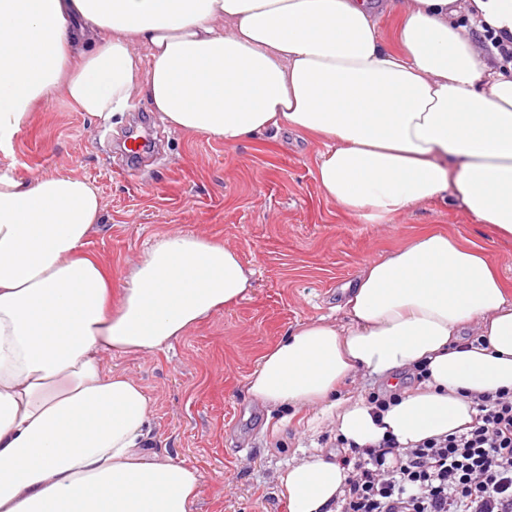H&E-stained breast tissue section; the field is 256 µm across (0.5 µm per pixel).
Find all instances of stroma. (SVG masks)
Returning a JSON list of instances; mask_svg holds the SVG:
<instances>
[{"label": "stroma", "instance_id": "obj_1", "mask_svg": "<svg viewBox=\"0 0 512 512\" xmlns=\"http://www.w3.org/2000/svg\"><path fill=\"white\" fill-rule=\"evenodd\" d=\"M156 144L153 162L123 171L115 140L135 120ZM320 144L296 133L234 146L167 128L134 98L109 117L75 111L56 94L18 136L0 168L33 181L53 173L86 178L104 219L85 249L120 286L146 247L170 233L224 243L255 271L247 298L202 321L165 352L110 357L106 367L139 382L152 399L160 454L203 475L192 512H288L276 477L296 448L336 445V427L274 428L245 392L263 352L298 323L330 315L363 266L427 228L483 246L512 278V241L478 225L460 203L433 201L383 224H367L326 200L315 181Z\"/></svg>", "mask_w": 512, "mask_h": 512}]
</instances>
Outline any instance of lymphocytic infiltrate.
I'll list each match as a JSON object with an SVG mask.
<instances>
[{
  "instance_id": "f902f5d3",
  "label": "lymphocytic infiltrate",
  "mask_w": 512,
  "mask_h": 512,
  "mask_svg": "<svg viewBox=\"0 0 512 512\" xmlns=\"http://www.w3.org/2000/svg\"><path fill=\"white\" fill-rule=\"evenodd\" d=\"M476 410L463 433L345 453L339 512H512V395L481 396Z\"/></svg>"
}]
</instances>
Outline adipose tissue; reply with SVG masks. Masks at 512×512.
Instances as JSON below:
<instances>
[{"label": "adipose tissue", "instance_id": "obj_1", "mask_svg": "<svg viewBox=\"0 0 512 512\" xmlns=\"http://www.w3.org/2000/svg\"><path fill=\"white\" fill-rule=\"evenodd\" d=\"M376 0H0V152L64 91L79 112L144 96L171 127L228 146L296 131L323 150L324 198L371 224L459 201L512 238V66L466 25L512 37V0H402L395 42ZM103 205L83 177L0 169V512H192L201 474L160 455L145 388L105 371L156 353L244 299L237 251L162 236L122 287L84 252ZM346 323H299L246 391L267 412L335 418L359 446L410 447L463 431L475 399L512 391V281L476 244L439 230L368 263ZM426 381L377 412L337 399L364 372ZM300 448L277 477L288 512H336L348 471Z\"/></svg>", "mask_w": 512, "mask_h": 512}]
</instances>
